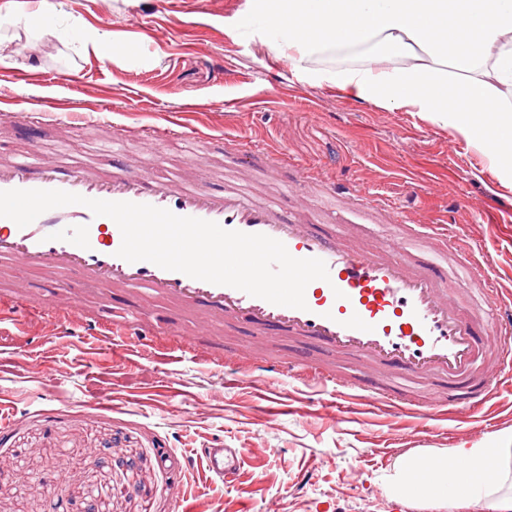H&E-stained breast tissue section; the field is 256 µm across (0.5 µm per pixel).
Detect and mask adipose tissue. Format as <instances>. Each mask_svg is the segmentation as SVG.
<instances>
[{
	"mask_svg": "<svg viewBox=\"0 0 512 512\" xmlns=\"http://www.w3.org/2000/svg\"><path fill=\"white\" fill-rule=\"evenodd\" d=\"M247 7L263 20L264 44L287 55L304 81L434 118L512 189V0H247ZM26 24L30 38L52 35L88 57H102L108 45L104 33L63 26L40 6ZM339 47L373 62L328 74L312 68L316 56ZM455 459L464 470L452 467ZM389 494L455 512H512V427L467 447L400 455Z\"/></svg>",
	"mask_w": 512,
	"mask_h": 512,
	"instance_id": "1",
	"label": "adipose tissue"
}]
</instances>
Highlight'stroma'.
<instances>
[{
	"label": "stroma",
	"instance_id": "35a3bbf8",
	"mask_svg": "<svg viewBox=\"0 0 512 512\" xmlns=\"http://www.w3.org/2000/svg\"><path fill=\"white\" fill-rule=\"evenodd\" d=\"M63 25L98 27L129 45L124 54L84 57L77 46L51 36L28 44L24 22L0 29V99L28 97L34 87L16 73L76 76L75 84L50 83L44 92L73 103L71 125L0 121V154L39 149L52 156L68 146L70 156L109 169L101 144L111 126L167 124L178 120L214 136L285 143L292 159L315 164L331 180L359 185L395 206L452 225L489 260L498 287L512 289V190L502 187L486 157L413 112L387 110L361 101L330 83L307 86L317 109L272 105L276 88L293 66L273 56L238 27L245 0H54ZM207 29L204 48L183 43L187 24ZM158 27L156 39L145 36ZM227 61L217 80L216 59ZM112 89L102 111L98 91ZM233 148L203 149L188 156L172 139L147 145L132 140L126 161L156 173L185 172L215 190L224 186ZM251 338L229 340L223 368L199 357L176 366L182 395L175 401L151 390L169 369L158 360L145 369L121 347L65 337L57 326L33 322L27 337L0 326V512H50L47 481L69 463L64 512H176L187 497L191 512H452L442 505L416 506L389 496L397 458L416 448H453L490 439L512 426V388L503 387L469 423L423 409L398 412L353 402L352 422L336 425L322 411L321 384L300 375L266 382L239 377L232 349ZM273 390L304 402L303 410L273 413L263 397ZM146 398L140 407L130 399ZM244 449L232 485L210 477L203 448ZM170 449L176 466L158 462ZM25 473L17 480L15 472Z\"/></svg>",
	"mask_w": 512,
	"mask_h": 512
}]
</instances>
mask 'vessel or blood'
<instances>
[{
  "label": "vessel or blood",
  "instance_id": "1",
  "mask_svg": "<svg viewBox=\"0 0 512 512\" xmlns=\"http://www.w3.org/2000/svg\"><path fill=\"white\" fill-rule=\"evenodd\" d=\"M12 111L31 112L46 120L69 110L56 97L11 99ZM243 159L232 168L222 190L189 177H163L128 164L101 173L89 162L20 160L0 157V191L58 189L90 199L149 204L175 215L218 223L228 230L264 234L285 244L296 258H318L328 280L312 281L305 290L306 309L269 303L225 285L191 278L148 261L118 257L122 242L116 223L94 216L82 205L49 210L26 227L0 217V260L47 273L45 287H21L0 294V322L26 327L33 318L61 319L68 332L92 331L103 341L137 353L154 349L159 339L172 341L169 361L198 345L223 355L224 339L240 330L255 340L238 349L246 370L259 374L306 371L311 379L332 382L336 399L328 418L347 422V391L359 392L367 404H410L413 386L429 387L425 404L453 412L489 401L503 386L502 371L512 366V294L490 283L489 263L478 259L447 225L431 224L385 203L364 189L320 182L321 192L343 200L360 220L378 217L397 227L374 247L355 240L352 224L324 231L316 224L309 198L295 197L284 212L251 178L252 171L272 174L287 168L285 145L236 142ZM432 245L438 259L425 263L412 250ZM477 288L478 310L465 315L449 288L455 273ZM102 288L100 315L90 319L81 294L69 277ZM195 311L185 324L174 317L155 318L156 300ZM323 352L318 368L304 358H267L268 338ZM210 474L232 482L242 459L235 448H207Z\"/></svg>",
  "mask_w": 512,
  "mask_h": 512
}]
</instances>
